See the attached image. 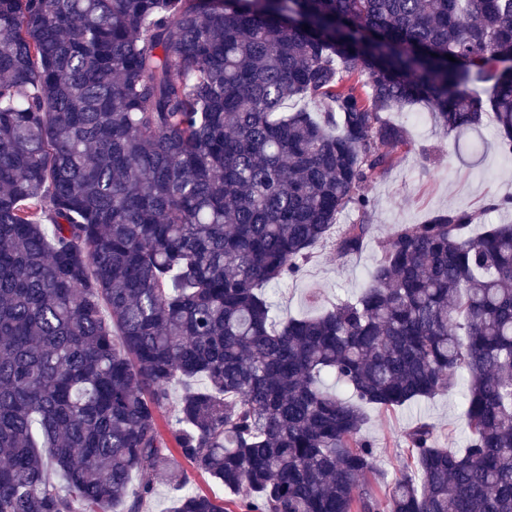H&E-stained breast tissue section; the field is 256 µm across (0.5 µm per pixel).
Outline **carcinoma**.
I'll return each instance as SVG.
<instances>
[{
	"mask_svg": "<svg viewBox=\"0 0 512 512\" xmlns=\"http://www.w3.org/2000/svg\"><path fill=\"white\" fill-rule=\"evenodd\" d=\"M419 101L512 155V0H0V512H140L184 462L232 498L172 512H512V224H401L315 317L266 291L375 237ZM463 376L465 447L415 424L377 497L365 408Z\"/></svg>",
	"mask_w": 512,
	"mask_h": 512,
	"instance_id": "obj_1",
	"label": "carcinoma"
}]
</instances>
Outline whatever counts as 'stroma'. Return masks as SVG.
Instances as JSON below:
<instances>
[{"mask_svg":"<svg viewBox=\"0 0 512 512\" xmlns=\"http://www.w3.org/2000/svg\"><path fill=\"white\" fill-rule=\"evenodd\" d=\"M391 122L403 126L411 139L410 149L400 152L396 163L366 192L372 202L373 222L378 237L401 224H421L435 211L466 207L481 212L482 222L472 235H480L484 225L512 222V210H487L490 200L512 196V156L496 146L493 121H485L478 133L466 138L445 136L437 130L427 106L408 112L390 113ZM380 252L376 240L368 241L356 255L336 257L329 245L314 249L302 274L293 280L271 285L269 297L280 319L312 316L320 308L358 295L369 281V273ZM464 386L435 398L382 412L371 408L362 434L373 443L376 466L384 474L374 482L377 495L391 490L408 457L405 434L417 422L433 425L441 448H460L468 435L464 415ZM186 482L221 497L223 485L181 467L159 480L154 495L142 512H171L173 486Z\"/></svg>","mask_w":512,"mask_h":512,"instance_id":"1","label":"stroma"}]
</instances>
